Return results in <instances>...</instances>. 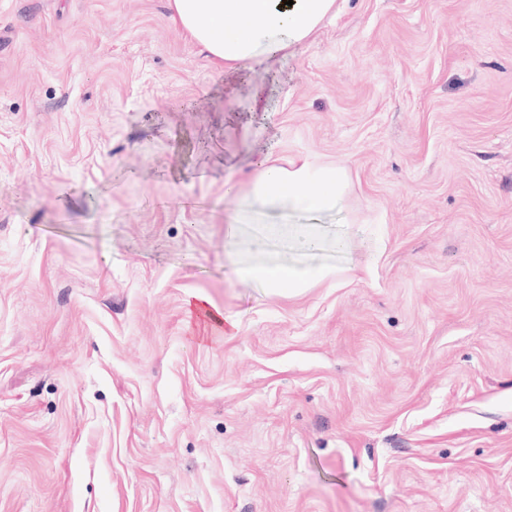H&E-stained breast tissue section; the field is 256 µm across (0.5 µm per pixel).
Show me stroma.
<instances>
[{
    "mask_svg": "<svg viewBox=\"0 0 512 512\" xmlns=\"http://www.w3.org/2000/svg\"><path fill=\"white\" fill-rule=\"evenodd\" d=\"M169 15L0 0V512H512V0H336L278 76ZM263 151L350 177L296 296L224 259Z\"/></svg>",
    "mask_w": 512,
    "mask_h": 512,
    "instance_id": "stroma-1",
    "label": "stroma"
}]
</instances>
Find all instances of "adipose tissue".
<instances>
[{
	"instance_id": "adipose-tissue-1",
	"label": "adipose tissue",
	"mask_w": 512,
	"mask_h": 512,
	"mask_svg": "<svg viewBox=\"0 0 512 512\" xmlns=\"http://www.w3.org/2000/svg\"><path fill=\"white\" fill-rule=\"evenodd\" d=\"M171 16L225 76L275 69L307 41L333 12L335 0H169ZM349 188L346 170L296 157L263 155L246 185L228 180L224 193L238 198L225 226V256L241 279L275 291L299 294L312 281L335 276L322 254L344 251L343 235H327L320 220L342 208ZM313 216L310 224L285 226V249H265L269 213Z\"/></svg>"
}]
</instances>
